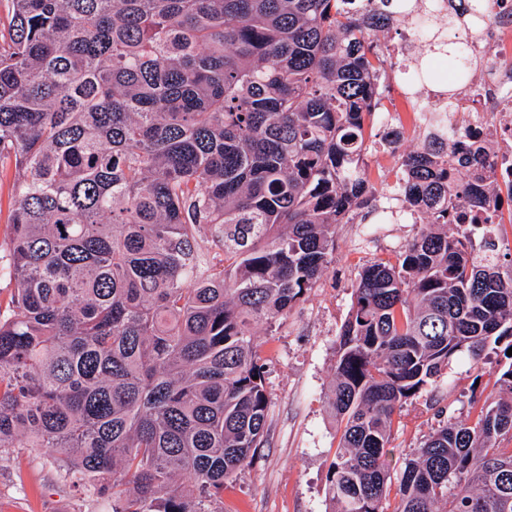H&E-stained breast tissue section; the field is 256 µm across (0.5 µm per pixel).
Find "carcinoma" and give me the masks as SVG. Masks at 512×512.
Instances as JSON below:
<instances>
[{"label":"carcinoma","instance_id":"obj_1","mask_svg":"<svg viewBox=\"0 0 512 512\" xmlns=\"http://www.w3.org/2000/svg\"><path fill=\"white\" fill-rule=\"evenodd\" d=\"M406 0H5L0 453L52 448L95 512H224L263 447L256 327L324 274L336 226L378 197L364 162L387 60L370 31ZM492 0H460L475 23ZM457 144L429 136L396 186L426 218L363 268L327 397L328 512H512V272L448 202ZM211 227L210 247L197 235ZM506 362L477 420L421 443L390 502L393 415L459 353ZM11 173L1 176L0 180V251L9 242L11 219L13 212Z\"/></svg>","mask_w":512,"mask_h":512}]
</instances>
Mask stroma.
Segmentation results:
<instances>
[{
	"mask_svg": "<svg viewBox=\"0 0 512 512\" xmlns=\"http://www.w3.org/2000/svg\"><path fill=\"white\" fill-rule=\"evenodd\" d=\"M405 221L381 224L371 208L354 223L336 227L332 263L287 316L260 327L259 354L269 396L268 442L224 489V512H327L328 465L339 440L326 395L336 361V341L351 306L361 270L371 262L395 261L418 233ZM462 355L408 400L393 417L390 480L399 484L405 465L441 418L475 419L474 378L492 390L496 362L477 376ZM76 499L45 454L15 449L0 461V512H74Z\"/></svg>",
	"mask_w": 512,
	"mask_h": 512,
	"instance_id": "stroma-1",
	"label": "stroma"
}]
</instances>
